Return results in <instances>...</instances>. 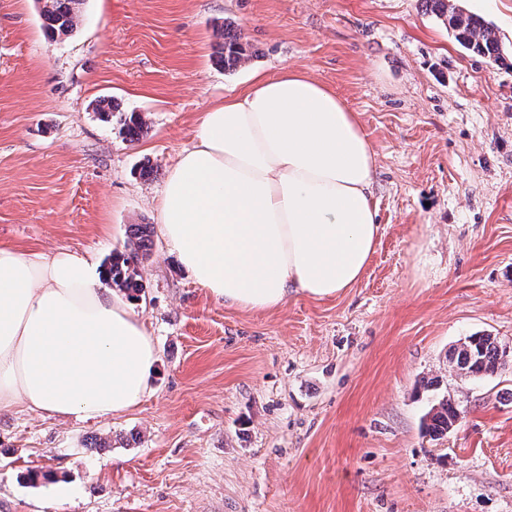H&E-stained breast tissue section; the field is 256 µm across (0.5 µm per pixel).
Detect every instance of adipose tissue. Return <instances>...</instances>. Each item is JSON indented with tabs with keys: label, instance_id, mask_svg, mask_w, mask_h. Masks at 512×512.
<instances>
[{
	"label": "adipose tissue",
	"instance_id": "ef3b65f1",
	"mask_svg": "<svg viewBox=\"0 0 512 512\" xmlns=\"http://www.w3.org/2000/svg\"><path fill=\"white\" fill-rule=\"evenodd\" d=\"M376 153L356 113L306 72L256 77L203 113L171 170L159 230L213 297L245 310L328 298L380 233ZM91 256L0 245V412L122 415L153 391L152 336Z\"/></svg>",
	"mask_w": 512,
	"mask_h": 512
}]
</instances>
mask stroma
<instances>
[{
  "instance_id": "1",
  "label": "stroma",
  "mask_w": 512,
  "mask_h": 512,
  "mask_svg": "<svg viewBox=\"0 0 512 512\" xmlns=\"http://www.w3.org/2000/svg\"><path fill=\"white\" fill-rule=\"evenodd\" d=\"M451 2L512 51V0ZM221 23L248 45L233 71L212 58ZM287 68L357 112L377 154L363 277L244 310L154 234L134 301L153 394L100 421L0 413V512H512V370L448 363L476 332L512 346V69L422 0H85L56 40L37 0H0V244L107 262L157 224L207 106ZM445 394L459 420L435 438L422 420Z\"/></svg>"
}]
</instances>
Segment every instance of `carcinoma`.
<instances>
[{
	"label": "carcinoma",
	"instance_id": "1",
	"mask_svg": "<svg viewBox=\"0 0 512 512\" xmlns=\"http://www.w3.org/2000/svg\"><path fill=\"white\" fill-rule=\"evenodd\" d=\"M83 0H40L44 29L50 38L67 36L80 22ZM429 10L443 19L456 40L472 53L494 62L506 61L504 50L495 30L482 19L464 12L450 0H425ZM221 41L215 46V57L226 69H234L247 59L246 44L239 32L224 27ZM146 121L139 113H131L122 123L125 141L133 143L145 132ZM126 253H115L107 264L113 287L132 296L142 291L143 284L135 269L131 268L138 255L147 256L152 247V227L149 224H131L128 229ZM448 362L464 380L491 376L512 367V348L497 337L476 333L448 351ZM458 420V409L449 396H444L427 412L424 420L426 432L434 437L451 430Z\"/></svg>",
	"mask_w": 512,
	"mask_h": 512
}]
</instances>
